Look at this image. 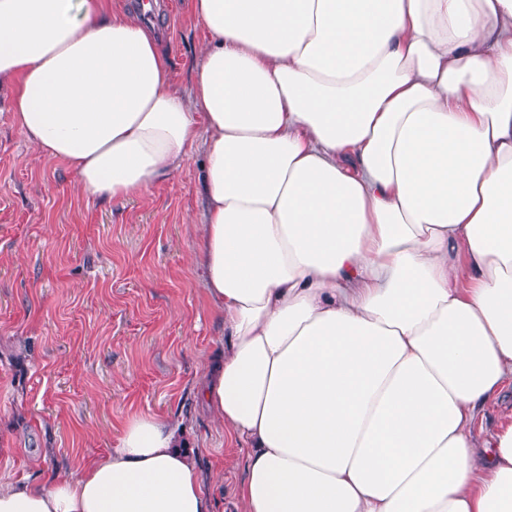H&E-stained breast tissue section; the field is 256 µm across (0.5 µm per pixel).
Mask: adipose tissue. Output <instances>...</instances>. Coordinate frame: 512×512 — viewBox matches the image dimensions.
<instances>
[{
  "label": "adipose tissue",
  "instance_id": "ef3b65f1",
  "mask_svg": "<svg viewBox=\"0 0 512 512\" xmlns=\"http://www.w3.org/2000/svg\"><path fill=\"white\" fill-rule=\"evenodd\" d=\"M190 96L112 0H0V87L80 193L145 192L203 139L201 398L239 512H512V0H190ZM0 512H216L168 420ZM512 414V385L511 382L506 386L504 391L495 399L487 408L482 417V421L478 422L475 429L479 438L486 436L489 432L495 430L499 422L511 417ZM508 420V419H506Z\"/></svg>",
  "mask_w": 512,
  "mask_h": 512
}]
</instances>
